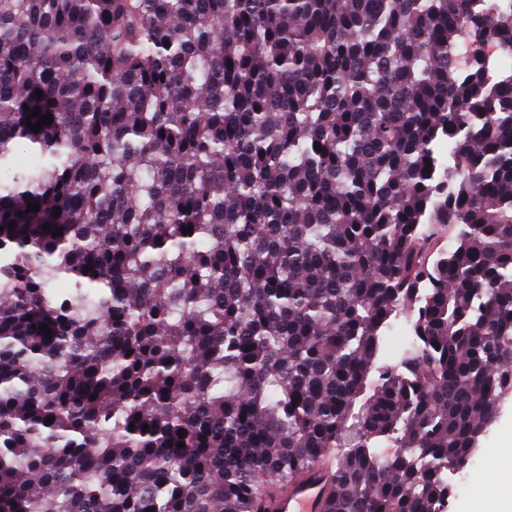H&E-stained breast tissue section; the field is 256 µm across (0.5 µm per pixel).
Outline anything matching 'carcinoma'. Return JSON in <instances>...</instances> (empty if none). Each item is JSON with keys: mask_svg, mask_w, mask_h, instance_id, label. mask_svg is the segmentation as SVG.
Wrapping results in <instances>:
<instances>
[{"mask_svg": "<svg viewBox=\"0 0 512 512\" xmlns=\"http://www.w3.org/2000/svg\"><path fill=\"white\" fill-rule=\"evenodd\" d=\"M511 389L512 0H0V512H441ZM326 465L295 480L269 502L272 512H320V500L325 484Z\"/></svg>", "mask_w": 512, "mask_h": 512, "instance_id": "carcinoma-1", "label": "carcinoma"}]
</instances>
